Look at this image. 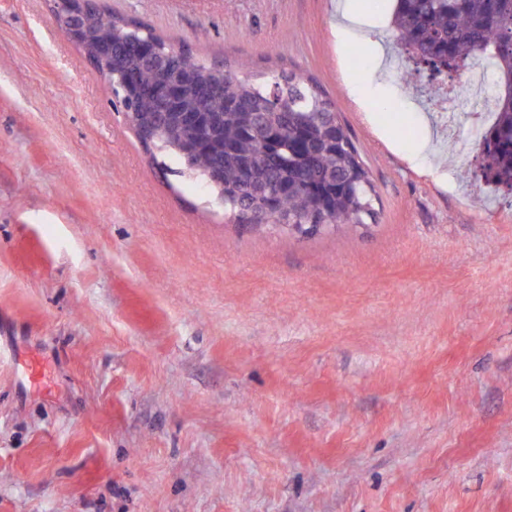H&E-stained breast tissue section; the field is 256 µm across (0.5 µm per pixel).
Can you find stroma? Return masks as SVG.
Here are the masks:
<instances>
[{
  "label": "stroma",
  "instance_id": "1",
  "mask_svg": "<svg viewBox=\"0 0 512 512\" xmlns=\"http://www.w3.org/2000/svg\"><path fill=\"white\" fill-rule=\"evenodd\" d=\"M99 3L316 80L377 218L242 224L141 144L51 0H0V512H512V196L479 177L467 75L452 145L411 61L358 108L336 0Z\"/></svg>",
  "mask_w": 512,
  "mask_h": 512
}]
</instances>
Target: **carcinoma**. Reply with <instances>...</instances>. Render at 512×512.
I'll return each mask as SVG.
<instances>
[{
	"instance_id": "1",
	"label": "carcinoma",
	"mask_w": 512,
	"mask_h": 512,
	"mask_svg": "<svg viewBox=\"0 0 512 512\" xmlns=\"http://www.w3.org/2000/svg\"><path fill=\"white\" fill-rule=\"evenodd\" d=\"M392 28L401 51L418 67L429 72V81L448 82L449 64L477 54L493 60L500 90L496 117L485 128L481 142L483 177L496 186L512 181V0H396ZM97 31L110 34L120 57L112 70V92L128 110L158 116L154 146L178 154L167 134L163 113L169 111L154 92L157 80L142 78V90L134 97L126 91L127 74L143 46L170 57L174 72L190 70L199 80L192 94L207 112L224 114L219 130L224 147L240 146L245 112H266V129L252 138L254 160L267 179L270 191L282 183L289 190L271 224H303L316 209L319 197L329 200L334 225H359L374 219V187L361 153L345 124L338 119L336 104L315 84L284 70L263 82H252L226 69L196 58L183 46L174 49L147 26L97 13ZM224 86V98L206 96L205 83ZM336 122V148L309 152L308 142L327 120ZM331 172L335 183L322 174Z\"/></svg>"
}]
</instances>
